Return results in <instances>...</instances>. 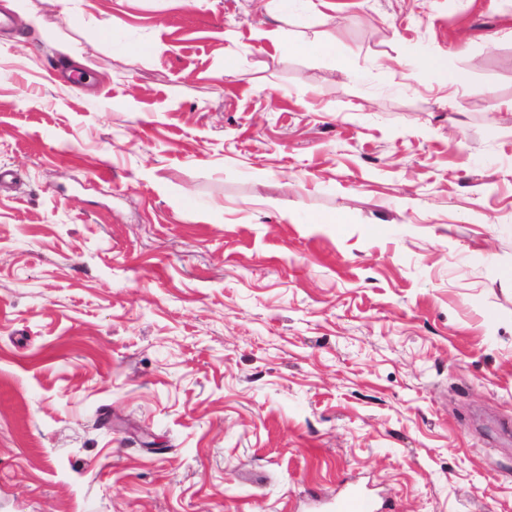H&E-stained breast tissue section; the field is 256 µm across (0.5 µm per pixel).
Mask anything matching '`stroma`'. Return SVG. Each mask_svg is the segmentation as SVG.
I'll use <instances>...</instances> for the list:
<instances>
[{"label": "stroma", "mask_w": 512, "mask_h": 512, "mask_svg": "<svg viewBox=\"0 0 512 512\" xmlns=\"http://www.w3.org/2000/svg\"><path fill=\"white\" fill-rule=\"evenodd\" d=\"M4 10L0 512H512V0ZM330 512H383L377 501L362 489L352 486L332 502Z\"/></svg>", "instance_id": "1"}]
</instances>
